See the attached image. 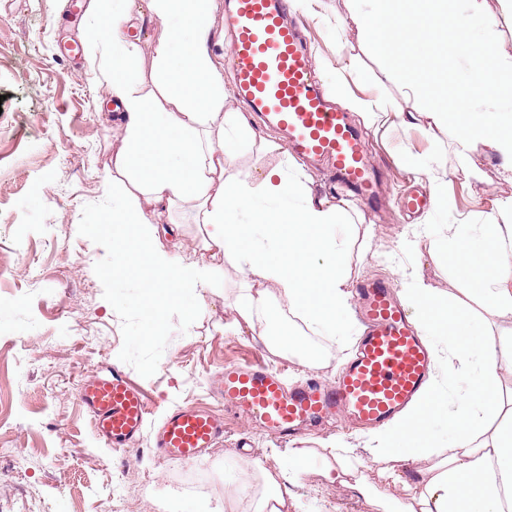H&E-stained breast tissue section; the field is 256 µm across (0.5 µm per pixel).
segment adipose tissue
Listing matches in <instances>:
<instances>
[{
	"label": "adipose tissue",
	"mask_w": 512,
	"mask_h": 512,
	"mask_svg": "<svg viewBox=\"0 0 512 512\" xmlns=\"http://www.w3.org/2000/svg\"><path fill=\"white\" fill-rule=\"evenodd\" d=\"M349 18L374 52L387 56L419 40L468 45L467 85L476 91L497 83L512 91V59L496 44L469 39V27L454 16L450 0H348ZM212 0H147L150 19L166 38L154 48L157 93L140 94L131 77L136 47L127 40L135 20L134 0H112V14L99 39L112 57L110 83L124 114L115 130L112 155V221L100 225L91 243L111 245L113 272L145 271L138 310L149 332L164 329L161 310L190 306L210 288L224 266L246 274L235 301L236 333H260L275 354L304 367L322 363L309 336L336 337L351 324L349 242L358 227L339 206L315 194L311 179L281 167L254 178L251 170L227 173L224 158L249 146L272 152L276 143L254 130L248 112L225 111L224 81L213 53ZM446 62L426 57L414 91H427L426 131L452 132L458 169L470 186L484 182L477 142L491 146L512 172V111L464 112L439 83ZM203 230L208 261L188 260L163 243L158 230L176 210ZM501 224L480 225L472 237L466 224L446 225L431 249L456 264V245L469 241L471 266L458 294L440 303L431 288L411 281L404 299L424 335L448 339L437 350L438 371L418 402L371 439L368 452L386 482L405 495L388 497L375 486L360 490L376 512H505L512 508V396L504 397L501 372L512 367V197L498 201ZM249 212L250 221L238 215ZM287 301L304 323L301 333L271 337L268 305ZM499 320L483 328L484 315ZM474 375L472 385L447 401L441 381ZM447 419L452 437L435 445L429 419ZM251 484L225 494L245 503V512H288L289 475L304 469L292 455L271 469L250 464Z\"/></svg>",
	"instance_id": "ef3b65f1"
}]
</instances>
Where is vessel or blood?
Listing matches in <instances>:
<instances>
[{
	"label": "vessel or blood",
	"instance_id": "1",
	"mask_svg": "<svg viewBox=\"0 0 512 512\" xmlns=\"http://www.w3.org/2000/svg\"><path fill=\"white\" fill-rule=\"evenodd\" d=\"M224 24L236 98L282 134L289 153L328 168L358 203L377 205L382 176L347 113L314 82L312 59L288 21L286 0H233ZM356 300L362 330L334 382L311 377L291 386L266 364L244 361L215 374L211 395L225 412L279 439L332 419L363 429L390 424L429 386L436 362L391 282L360 281ZM81 402L94 434L115 450L147 436L168 460L199 462L224 436L223 414L191 406L150 425L149 399L118 368L86 380Z\"/></svg>",
	"mask_w": 512,
	"mask_h": 512
}]
</instances>
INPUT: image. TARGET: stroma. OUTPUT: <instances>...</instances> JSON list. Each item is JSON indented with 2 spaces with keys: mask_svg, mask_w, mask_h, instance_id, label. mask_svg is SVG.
Masks as SVG:
<instances>
[{
  "mask_svg": "<svg viewBox=\"0 0 512 512\" xmlns=\"http://www.w3.org/2000/svg\"><path fill=\"white\" fill-rule=\"evenodd\" d=\"M92 3L0 0V448L14 451L0 458V512H196L202 505L222 512L225 491L237 487L250 460L271 468L291 452H316L338 438L363 449L369 432L327 425L281 441L231 419L223 442L201 463L168 461L146 438L123 451L104 447L81 403L82 382L122 368L160 414L209 402L208 380L228 359L264 362L292 383L311 375L334 381L356 338L338 345L311 337L328 354L314 369L273 355L259 336L232 327L245 275L230 267L205 291L204 306L190 314L166 309L165 334L141 337L133 304L138 281L104 276L112 250L91 247L88 237L90 225L112 221V130L122 113L108 83L109 57L92 27L108 15L92 12ZM292 17L331 97L378 101L392 116L373 125L352 115L372 162L387 174L385 210L373 213L312 175L317 193L373 229L369 243L351 247L354 278H387L400 290L416 276L436 296L454 292L461 271L434 255L430 242L447 224L489 223L497 201L512 197L499 155L477 145L485 181L470 188L454 169L453 137H428L412 118L422 109L419 96L385 75L391 66L416 70L418 60L399 52L375 56L348 20L347 0H322ZM162 32L160 22L141 21L129 33L145 93L154 88L151 64ZM448 56L449 95L467 112L498 111L500 97L467 91L458 47L449 46ZM431 155L448 167L447 202L405 215L397 198L430 186L409 165ZM319 467L316 456L309 458L293 476L288 512H373L355 482H329Z\"/></svg>",
  "mask_w": 512,
  "mask_h": 512,
  "instance_id": "1",
  "label": "stroma"
}]
</instances>
